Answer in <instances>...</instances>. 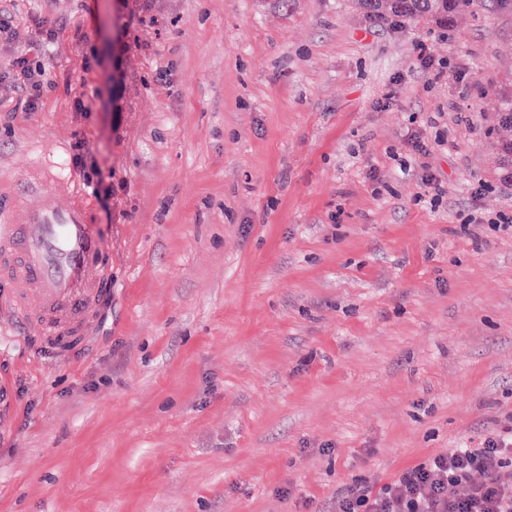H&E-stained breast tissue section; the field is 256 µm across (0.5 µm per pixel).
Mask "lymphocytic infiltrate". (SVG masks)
Returning a JSON list of instances; mask_svg holds the SVG:
<instances>
[{
	"instance_id": "1",
	"label": "lymphocytic infiltrate",
	"mask_w": 512,
	"mask_h": 512,
	"mask_svg": "<svg viewBox=\"0 0 512 512\" xmlns=\"http://www.w3.org/2000/svg\"><path fill=\"white\" fill-rule=\"evenodd\" d=\"M335 512H512V423L488 431L478 447L402 470L379 490L349 486Z\"/></svg>"
}]
</instances>
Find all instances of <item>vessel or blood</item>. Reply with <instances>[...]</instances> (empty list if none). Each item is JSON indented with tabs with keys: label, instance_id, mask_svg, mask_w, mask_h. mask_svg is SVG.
I'll return each mask as SVG.
<instances>
[{
	"label": "vessel or blood",
	"instance_id": "vessel-or-blood-1",
	"mask_svg": "<svg viewBox=\"0 0 512 512\" xmlns=\"http://www.w3.org/2000/svg\"><path fill=\"white\" fill-rule=\"evenodd\" d=\"M0 277L25 335L51 348L92 336L112 299V257L96 233L92 195L55 166L19 186L0 183Z\"/></svg>",
	"mask_w": 512,
	"mask_h": 512
}]
</instances>
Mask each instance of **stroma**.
<instances>
[{"label": "stroma", "instance_id": "1", "mask_svg": "<svg viewBox=\"0 0 512 512\" xmlns=\"http://www.w3.org/2000/svg\"><path fill=\"white\" fill-rule=\"evenodd\" d=\"M0 13V171L79 179L84 143L112 253L85 351L0 318V512H332L512 419V232L484 222L512 213V0L449 27L353 0Z\"/></svg>", "mask_w": 512, "mask_h": 512}]
</instances>
